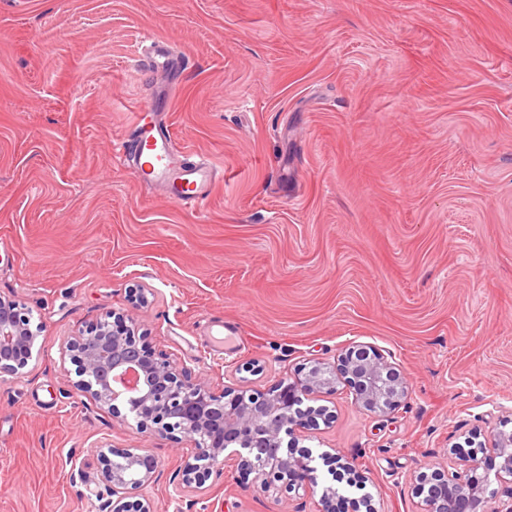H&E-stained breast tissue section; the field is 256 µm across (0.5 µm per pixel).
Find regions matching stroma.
Returning <instances> with one entry per match:
<instances>
[{
	"mask_svg": "<svg viewBox=\"0 0 512 512\" xmlns=\"http://www.w3.org/2000/svg\"><path fill=\"white\" fill-rule=\"evenodd\" d=\"M148 32L181 70L139 72ZM148 101L224 172L195 210L118 152ZM0 297L45 325L0 374V512H102L100 446L155 454L156 512H316L323 469L314 491L231 460L176 487L191 439L74 387L68 340L122 311L217 391L390 355L401 407L337 389L304 445L417 512L414 474L512 418V0H0Z\"/></svg>",
	"mask_w": 512,
	"mask_h": 512,
	"instance_id": "obj_1",
	"label": "stroma"
}]
</instances>
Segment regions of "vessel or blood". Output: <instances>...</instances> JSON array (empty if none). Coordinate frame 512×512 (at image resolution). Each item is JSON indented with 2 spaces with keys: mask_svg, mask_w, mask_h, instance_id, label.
Listing matches in <instances>:
<instances>
[{
  "mask_svg": "<svg viewBox=\"0 0 512 512\" xmlns=\"http://www.w3.org/2000/svg\"><path fill=\"white\" fill-rule=\"evenodd\" d=\"M123 148L133 167L146 169L148 179L166 185L171 202L183 209L196 208L220 177L209 162L183 158L174 135L161 127L149 104L137 113Z\"/></svg>",
  "mask_w": 512,
  "mask_h": 512,
  "instance_id": "b4317fda",
  "label": "vessel or blood"
}]
</instances>
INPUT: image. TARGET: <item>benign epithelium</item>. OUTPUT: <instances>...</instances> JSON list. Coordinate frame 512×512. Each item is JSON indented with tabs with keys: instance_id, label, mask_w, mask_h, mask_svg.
I'll use <instances>...</instances> for the list:
<instances>
[{
	"instance_id": "7a95c632",
	"label": "benign epithelium",
	"mask_w": 512,
	"mask_h": 512,
	"mask_svg": "<svg viewBox=\"0 0 512 512\" xmlns=\"http://www.w3.org/2000/svg\"><path fill=\"white\" fill-rule=\"evenodd\" d=\"M43 331L24 308L0 298V374L25 368ZM65 355L74 366L75 386L112 414L121 415V402L138 428L168 439H193L197 453L180 469L182 485L202 482L227 451L265 492L315 488L320 458L335 481L361 495L348 497L327 485L318 512H379L378 501L365 491L368 478L352 461L326 452L315 456L299 441L333 422L332 411L311 402L336 392L338 382L366 414L382 416L402 405L408 387L380 349L353 343L333 362L309 361L265 392L226 387L219 394L207 380L157 354L134 320L121 314L72 336ZM100 460L109 512H154L153 500L142 493L158 467L149 449L110 448L100 452ZM494 480L509 485L496 491ZM413 490L420 512H512V430L502 424L472 431L465 445L448 449L416 475Z\"/></svg>"
}]
</instances>
